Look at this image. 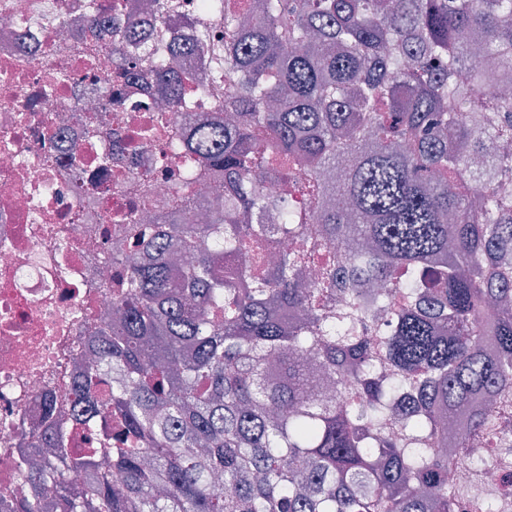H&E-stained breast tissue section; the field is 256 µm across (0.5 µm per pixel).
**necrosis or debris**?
I'll return each instance as SVG.
<instances>
[{
  "instance_id": "necrosis-or-debris-1",
  "label": "necrosis or debris",
  "mask_w": 512,
  "mask_h": 512,
  "mask_svg": "<svg viewBox=\"0 0 512 512\" xmlns=\"http://www.w3.org/2000/svg\"><path fill=\"white\" fill-rule=\"evenodd\" d=\"M93 0H0V503L38 496L54 512L49 488L18 482L16 463L30 455L49 408L68 409L73 381L89 362L85 338L112 329L113 279L125 255L140 250L145 225L128 215L147 210L181 224L182 199L208 214L224 177L188 178L190 164L168 150L163 135L140 143L137 134L158 108L152 84L130 78L143 64L140 45L126 47L122 95H103L101 82L80 63L92 55L112 70V47L140 0H94L113 21L108 36L90 40ZM94 142L99 166L67 163L72 148ZM149 180L150 198L137 190ZM454 477L465 486L460 512L512 497L493 449L464 448ZM483 475L473 479L474 459Z\"/></svg>"
}]
</instances>
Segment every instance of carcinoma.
<instances>
[{
	"mask_svg": "<svg viewBox=\"0 0 512 512\" xmlns=\"http://www.w3.org/2000/svg\"><path fill=\"white\" fill-rule=\"evenodd\" d=\"M145 9L177 20L183 3ZM203 10L188 44L156 25L177 48L141 74L170 108L224 83L211 129L170 138L199 175L224 171L222 222L160 225L122 271L131 305L89 342L79 399L31 441L83 484L30 457L19 480L56 483L58 512H458L453 449L482 442L512 470V194L498 189L512 180V0ZM184 51L211 81L180 66ZM256 173L282 192L266 197ZM299 193L314 209L294 208ZM198 234L215 247L193 253L178 296L171 254ZM282 234L301 243L267 267L261 246ZM372 284L400 299L374 345ZM398 388L415 406L387 432ZM479 397L483 413L449 433ZM101 411L119 419L118 489L100 449L67 448Z\"/></svg>",
	"mask_w": 512,
	"mask_h": 512,
	"instance_id": "1",
	"label": "carcinoma"
}]
</instances>
